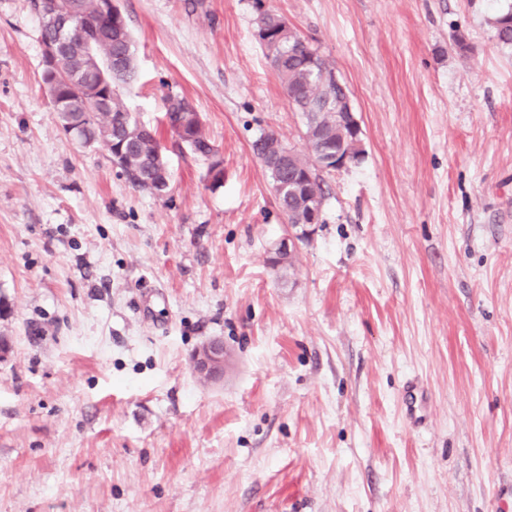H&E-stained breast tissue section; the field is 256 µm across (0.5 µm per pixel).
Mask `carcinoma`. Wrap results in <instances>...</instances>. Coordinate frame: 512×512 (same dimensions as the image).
Instances as JSON below:
<instances>
[{"label":"carcinoma","mask_w":512,"mask_h":512,"mask_svg":"<svg viewBox=\"0 0 512 512\" xmlns=\"http://www.w3.org/2000/svg\"><path fill=\"white\" fill-rule=\"evenodd\" d=\"M494 37L503 48H512V5L501 10L492 19ZM284 28L283 18L271 11H263L257 24L256 36L267 51L272 69L283 84L288 99L303 113H322L319 127L320 139L311 143L308 153H295L298 164L306 171L295 174L266 169L271 184L283 190L275 196L276 203L285 214L288 224L298 222V217L309 205L323 207L324 180L321 173H331L327 167H317L316 160L327 150H336L341 135L336 132V105L348 96L347 87L328 84L320 72L307 66V61L317 54L297 33L280 39ZM93 53L99 59H112V86L114 90L105 103L85 99H72L68 103L71 115L84 116L76 138L88 145H101L112 156L133 186L153 190V185L169 178L157 166V156L163 151L157 130L137 121L126 108L115 87L130 84L135 77V48L127 23L112 25V37L94 43ZM85 61L75 54L64 52L55 61V69L67 77L82 69ZM166 125L178 139L192 151L202 156L214 153V146L192 106L183 98H168L164 113Z\"/></svg>","instance_id":"carcinoma-1"}]
</instances>
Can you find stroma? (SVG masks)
<instances>
[{"instance_id": "1", "label": "stroma", "mask_w": 512, "mask_h": 512, "mask_svg": "<svg viewBox=\"0 0 512 512\" xmlns=\"http://www.w3.org/2000/svg\"><path fill=\"white\" fill-rule=\"evenodd\" d=\"M504 3L118 0L159 195L65 134L41 19L0 0V512H512ZM263 9L348 86L364 150L325 175L323 222L284 272L266 256L288 220L252 143H306ZM170 96L215 158L171 134ZM212 337L231 355L218 385L190 366ZM494 37L503 48H512V5L501 10L492 19Z\"/></svg>"}]
</instances>
